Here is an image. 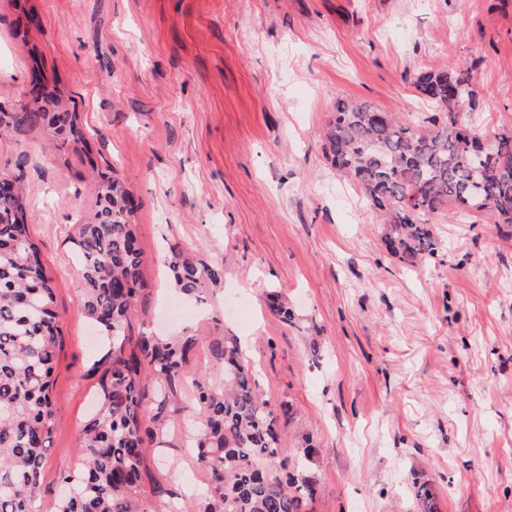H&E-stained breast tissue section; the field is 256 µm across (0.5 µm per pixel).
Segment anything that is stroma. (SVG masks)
Returning a JSON list of instances; mask_svg holds the SVG:
<instances>
[{
  "label": "stroma",
  "mask_w": 512,
  "mask_h": 512,
  "mask_svg": "<svg viewBox=\"0 0 512 512\" xmlns=\"http://www.w3.org/2000/svg\"><path fill=\"white\" fill-rule=\"evenodd\" d=\"M459 63L476 90L462 120L489 140L512 129V0H0V110L56 93L89 141L0 136L64 336L44 512L77 464L107 350L68 242L95 209V168L136 204L149 294L130 335L191 332L201 368L211 337L238 336L263 398L290 407L282 454L305 433L320 448L310 512H417L415 478L438 512H512V236L482 213L435 215V255L408 266L323 152L337 100L429 121L439 109L415 76ZM176 246L224 270L179 318L166 311ZM171 441L150 466L198 512L208 478Z\"/></svg>",
  "instance_id": "obj_1"
}]
</instances>
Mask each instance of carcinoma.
Listing matches in <instances>:
<instances>
[{
    "label": "carcinoma",
    "instance_id": "1",
    "mask_svg": "<svg viewBox=\"0 0 512 512\" xmlns=\"http://www.w3.org/2000/svg\"><path fill=\"white\" fill-rule=\"evenodd\" d=\"M416 90L448 112V121L424 126L354 100L336 102L323 135L324 153L362 190L383 219L386 250L410 266L436 252L429 216L454 204L486 212L512 227V129L486 146L478 130L457 119L476 91L464 69L426 71ZM42 126L64 143L83 140L75 112L22 106L0 112V129L23 134ZM22 174L0 187V512H41L43 464L54 427L51 373L63 345L53 312L55 292L26 218ZM98 209L71 237L82 272V313L112 337L102 368L96 410L78 439L77 467L61 477L55 512H150L140 489L152 477L148 447L160 445L191 409L190 447L208 473L200 512H307L319 492L312 468L319 453L305 438L280 457L279 416L259 393L253 368L232 334L209 343L220 376L194 380L192 404L181 405L185 378L194 373V335L164 340L127 334L134 305L146 295L135 204L117 175L99 174ZM171 284L203 302L223 279L221 268L193 252L166 259ZM154 386L152 415L143 421L146 389ZM420 512H437L426 482L413 484Z\"/></svg>",
    "mask_w": 512,
    "mask_h": 512
}]
</instances>
